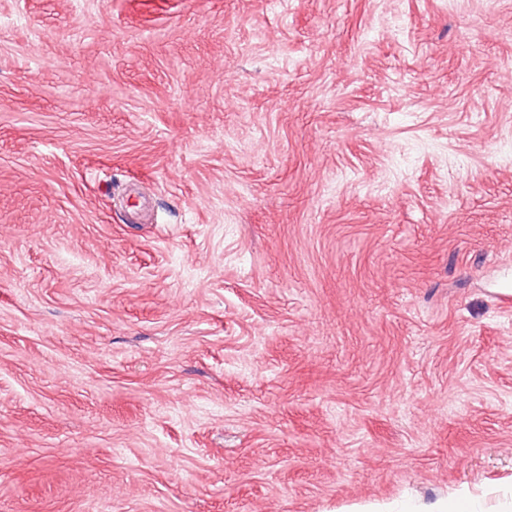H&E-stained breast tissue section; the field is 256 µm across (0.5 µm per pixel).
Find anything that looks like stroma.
<instances>
[{
    "label": "stroma",
    "mask_w": 512,
    "mask_h": 512,
    "mask_svg": "<svg viewBox=\"0 0 512 512\" xmlns=\"http://www.w3.org/2000/svg\"><path fill=\"white\" fill-rule=\"evenodd\" d=\"M512 512V0H0V512Z\"/></svg>",
    "instance_id": "stroma-1"
}]
</instances>
